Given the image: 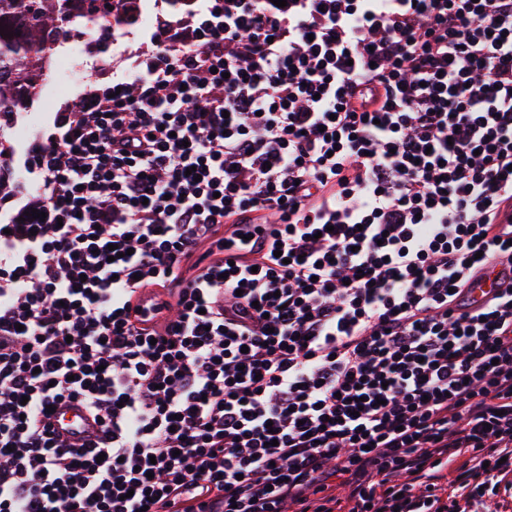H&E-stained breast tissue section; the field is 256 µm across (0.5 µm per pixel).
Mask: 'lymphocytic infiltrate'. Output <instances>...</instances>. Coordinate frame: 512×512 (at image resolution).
Instances as JSON below:
<instances>
[{"mask_svg":"<svg viewBox=\"0 0 512 512\" xmlns=\"http://www.w3.org/2000/svg\"><path fill=\"white\" fill-rule=\"evenodd\" d=\"M122 56L0 230V512H512V279L466 290L512 0H203ZM65 412L64 423L74 424L68 430L75 432L77 437L83 438L93 430L94 422L81 405L72 403L68 409H65Z\"/></svg>","mask_w":512,"mask_h":512,"instance_id":"obj_1","label":"lymphocytic infiltrate"}]
</instances>
